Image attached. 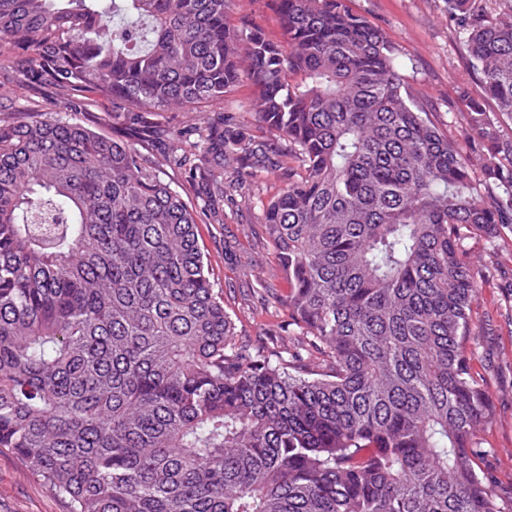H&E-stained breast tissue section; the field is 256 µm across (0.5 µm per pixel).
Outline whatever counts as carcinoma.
<instances>
[{
    "mask_svg": "<svg viewBox=\"0 0 512 512\" xmlns=\"http://www.w3.org/2000/svg\"><path fill=\"white\" fill-rule=\"evenodd\" d=\"M230 0H0V85L112 98L121 141L60 116L0 120V448L66 512H512L474 468L493 417L469 372L484 281L461 250L512 224V15L448 0L484 93L480 168L345 0H273L284 40ZM248 78L271 138L230 120L145 142L152 117ZM259 170L264 229L306 354L236 342L188 171L224 211Z\"/></svg>",
    "mask_w": 512,
    "mask_h": 512,
    "instance_id": "obj_1",
    "label": "carcinoma"
}]
</instances>
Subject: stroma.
<instances>
[{"label":"stroma","instance_id":"35a3bbf8","mask_svg":"<svg viewBox=\"0 0 512 512\" xmlns=\"http://www.w3.org/2000/svg\"><path fill=\"white\" fill-rule=\"evenodd\" d=\"M349 7L382 29L395 44L402 73L415 95L427 106L431 121L455 140L464 152L474 142L465 123L473 100L483 96L458 33L448 0H348ZM250 17L268 39H283L272 0H232L229 25ZM254 88L242 81L223 102L210 106L209 118L231 113L256 139L267 129L249 110ZM282 187L277 171L258 174L248 190L228 189L224 215L199 211L197 236L208 263L209 276L224 297V308L237 326L241 344L273 351H295L301 336L288 328L281 306L290 287L279 274L273 249L264 240L263 206ZM463 248L470 261L485 274L473 304L470 367L484 384L494 416L481 428L476 441L482 453L476 467L492 477L501 499L512 497V226L504 225L492 243L468 238ZM0 512H66L61 499L48 487L26 475L20 458L0 448Z\"/></svg>","mask_w":512,"mask_h":512}]
</instances>
